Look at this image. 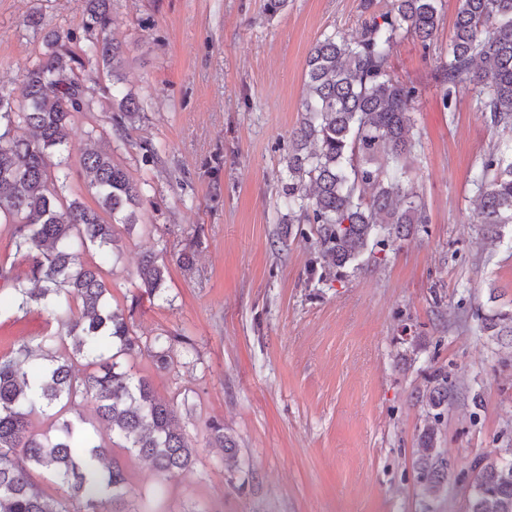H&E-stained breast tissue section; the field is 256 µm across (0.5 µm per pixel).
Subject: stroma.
Segmentation results:
<instances>
[{
    "instance_id": "obj_1",
    "label": "stroma",
    "mask_w": 512,
    "mask_h": 512,
    "mask_svg": "<svg viewBox=\"0 0 512 512\" xmlns=\"http://www.w3.org/2000/svg\"><path fill=\"white\" fill-rule=\"evenodd\" d=\"M265 0H112L109 34L125 51L120 81L95 62L93 110L70 126L67 198L96 203L79 161L110 151L143 189L136 224L115 225L104 271L111 303L142 339L172 336L174 361L123 358L174 403L197 451L194 466L168 481L149 462L115 449L136 512H463L465 483L431 501L416 483L417 435L427 408L417 395L427 366H442L479 392L477 420L455 403L441 432L452 472L512 448V366L467 306L512 308V226L484 246L471 178L512 131L478 110V88H460L452 111L435 74L448 60L458 0H437L429 43L403 35L389 48L391 75L415 85L408 167L427 222L393 250L340 282L309 269L313 240L286 232V156L305 97L311 48L331 33L357 36L363 0H288L270 16ZM88 0H0V93L19 101L29 69L49 51L51 31L83 35ZM143 109L126 137L111 117L113 91ZM155 158L146 161V148ZM169 265L160 293L139 287L138 260ZM193 256L190 267L181 254ZM31 309L0 313V356L56 332ZM223 420L241 469L208 445L204 423Z\"/></svg>"
}]
</instances>
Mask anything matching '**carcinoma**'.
<instances>
[{
    "mask_svg": "<svg viewBox=\"0 0 512 512\" xmlns=\"http://www.w3.org/2000/svg\"><path fill=\"white\" fill-rule=\"evenodd\" d=\"M112 0H88L86 37L51 34L54 48L26 76L24 101L0 93V220L15 225V252L28 262L25 279H12L0 309L45 311L61 331L0 356V512H131L133 488L112 448L148 460L163 479L196 462V449L178 423L173 403L160 398L146 376L122 357L147 351L165 368L173 339L149 343L134 334L125 314L112 308L102 268L112 260L114 224H134L142 188L112 161L89 149L81 166L98 207L67 199L70 156L65 154L71 118L87 112L94 88L69 76L83 59L120 80L123 48L107 35ZM439 25L436 0H392L380 18L364 22L361 36L331 34L310 50L301 120L288 145V183L283 186L288 223L315 236L318 281L340 282L365 255L385 252L426 223L422 202L406 181L407 159L416 148L413 104L418 89L389 73L391 42L405 32L425 43ZM79 45L74 52L68 44ZM443 108L457 89L482 88L478 110L494 127H512V0H459L448 62L438 75ZM141 106L124 95L113 128L125 135ZM24 129L29 135H19ZM480 230L491 245L512 224V155L488 152L472 179ZM310 229H305L304 225ZM90 249L98 262L84 265ZM169 269L152 252L138 263L140 287L156 294ZM509 348L512 310L463 311ZM70 353H59V345ZM458 398L448 370L426 376L418 399L428 423L417 436L416 480L425 496H448V461L440 448L441 426ZM90 407L85 415L84 407ZM37 415L49 420L35 428ZM106 428L102 435L100 428ZM211 442L224 450L227 468H238L237 442L224 422L205 423ZM43 471L61 493L48 495L32 479ZM464 512H512V448L485 455L470 466Z\"/></svg>",
    "mask_w": 512,
    "mask_h": 512,
    "instance_id": "1",
    "label": "carcinoma"
}]
</instances>
